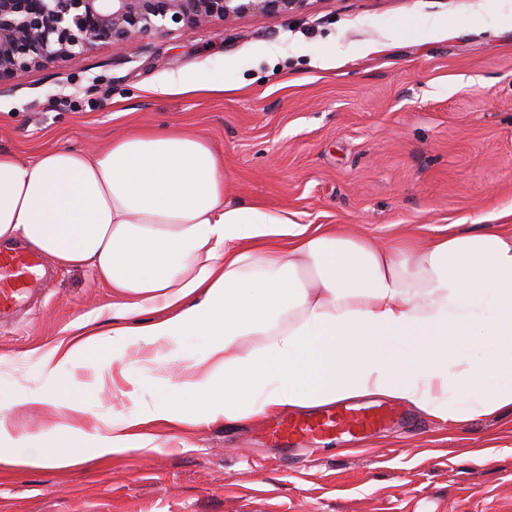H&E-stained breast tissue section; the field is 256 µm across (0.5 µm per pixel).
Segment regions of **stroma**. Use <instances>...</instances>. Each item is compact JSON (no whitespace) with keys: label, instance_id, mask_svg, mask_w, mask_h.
Instances as JSON below:
<instances>
[{"label":"stroma","instance_id":"1","mask_svg":"<svg viewBox=\"0 0 512 512\" xmlns=\"http://www.w3.org/2000/svg\"><path fill=\"white\" fill-rule=\"evenodd\" d=\"M277 45L279 53L266 49ZM230 84L172 94L173 78ZM0 96V150L85 153L141 127H179L224 157L232 202L300 224H346L426 245L477 216L512 225V0H314L288 15L103 44L18 74ZM26 305L0 317V410L16 435L85 433L158 395L159 369L67 374L77 414L25 408L51 382L34 348L111 301L92 269L42 261ZM375 429L272 444L269 418L156 427L102 464L0 462V512H512V413L443 422L396 400Z\"/></svg>","mask_w":512,"mask_h":512}]
</instances>
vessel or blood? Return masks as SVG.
<instances>
[{"instance_id":"vessel-or-blood-1","label":"vessel or blood","mask_w":512,"mask_h":512,"mask_svg":"<svg viewBox=\"0 0 512 512\" xmlns=\"http://www.w3.org/2000/svg\"><path fill=\"white\" fill-rule=\"evenodd\" d=\"M34 259L25 256L0 257V313L15 310L28 293L29 270ZM379 412H365L356 408L328 410L306 418L285 420L272 433L275 441L291 437L303 438L328 433L340 428L365 431L382 422Z\"/></svg>"}]
</instances>
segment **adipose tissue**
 <instances>
[{
  "mask_svg": "<svg viewBox=\"0 0 512 512\" xmlns=\"http://www.w3.org/2000/svg\"><path fill=\"white\" fill-rule=\"evenodd\" d=\"M93 268L107 325L37 350L53 378L29 406L77 412L61 374L102 345L165 371L150 405L93 435L95 457L144 448L157 422L244 421L379 396L443 421L512 411V231H451L418 249L224 200V159L181 129H137L93 155L0 150V245ZM204 337V355L182 341Z\"/></svg>",
  "mask_w": 512,
  "mask_h": 512,
  "instance_id": "adipose-tissue-1",
  "label": "adipose tissue"
}]
</instances>
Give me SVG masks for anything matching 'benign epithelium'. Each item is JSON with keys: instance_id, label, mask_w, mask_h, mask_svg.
Segmentation results:
<instances>
[{"instance_id": "obj_1", "label": "benign epithelium", "mask_w": 512, "mask_h": 512, "mask_svg": "<svg viewBox=\"0 0 512 512\" xmlns=\"http://www.w3.org/2000/svg\"><path fill=\"white\" fill-rule=\"evenodd\" d=\"M311 0H0V95L20 72L63 65L99 43L126 46L247 15L304 10Z\"/></svg>"}]
</instances>
